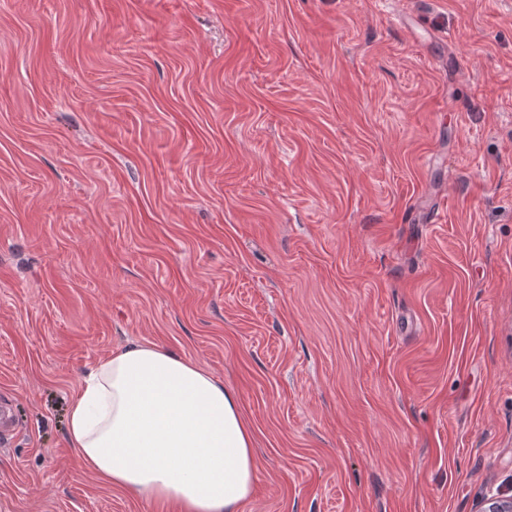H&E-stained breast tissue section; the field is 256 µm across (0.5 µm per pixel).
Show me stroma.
Returning <instances> with one entry per match:
<instances>
[{"label":"stroma","instance_id":"stroma-1","mask_svg":"<svg viewBox=\"0 0 512 512\" xmlns=\"http://www.w3.org/2000/svg\"><path fill=\"white\" fill-rule=\"evenodd\" d=\"M132 341L235 393L241 512L512 495V0H0V512H176L66 439Z\"/></svg>","mask_w":512,"mask_h":512}]
</instances>
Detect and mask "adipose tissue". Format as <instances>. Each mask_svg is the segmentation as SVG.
I'll list each match as a JSON object with an SVG mask.
<instances>
[{
    "mask_svg": "<svg viewBox=\"0 0 512 512\" xmlns=\"http://www.w3.org/2000/svg\"><path fill=\"white\" fill-rule=\"evenodd\" d=\"M67 440L97 477L178 512H239L254 447L236 395L195 361L133 342L69 405Z\"/></svg>",
    "mask_w": 512,
    "mask_h": 512,
    "instance_id": "adipose-tissue-1",
    "label": "adipose tissue"
}]
</instances>
